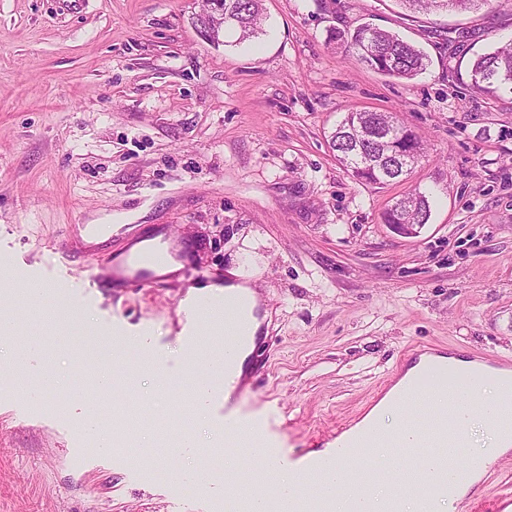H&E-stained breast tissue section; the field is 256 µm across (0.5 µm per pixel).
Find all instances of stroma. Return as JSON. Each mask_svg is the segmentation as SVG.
<instances>
[{
    "instance_id": "obj_1",
    "label": "stroma",
    "mask_w": 512,
    "mask_h": 512,
    "mask_svg": "<svg viewBox=\"0 0 512 512\" xmlns=\"http://www.w3.org/2000/svg\"><path fill=\"white\" fill-rule=\"evenodd\" d=\"M200 0H0V314L26 370L0 374V512H225L273 458L322 450L400 373L411 345L512 362V89L472 81L512 40V0L413 14L398 0H264V29L200 36ZM370 23L429 57L398 80L335 31ZM394 113L426 156L400 182L355 180L329 145L345 113ZM430 216L382 214L411 191ZM71 224L167 227L178 274L110 288L96 258L53 248ZM249 261L270 323L244 391L195 401L220 350L189 287ZM141 340L133 382L102 404L97 362L45 310ZM176 377L164 393L157 369ZM90 384L75 400L72 379ZM130 404L129 446L83 427ZM188 420L194 446L179 448ZM152 459L137 449L146 439ZM263 447H254L255 439ZM430 205L422 193H409L400 198L383 216V223L407 237L416 236L427 223Z\"/></svg>"
}]
</instances>
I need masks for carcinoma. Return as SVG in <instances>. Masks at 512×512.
<instances>
[{
  "label": "carcinoma",
  "mask_w": 512,
  "mask_h": 512,
  "mask_svg": "<svg viewBox=\"0 0 512 512\" xmlns=\"http://www.w3.org/2000/svg\"><path fill=\"white\" fill-rule=\"evenodd\" d=\"M220 8L214 14H197L194 25L201 36L213 44L222 42V30H234L238 40L246 41L261 29L263 0H218ZM415 12L468 10L486 0H399ZM224 21H219V14ZM346 43L357 60L386 75L412 80L426 70L427 54L398 34L370 23L352 33H333ZM474 86L492 92L502 85H512V43L477 57L472 66ZM338 160L360 181L373 184L405 177L424 156L420 136L395 116L382 112L355 111L344 115L331 136ZM409 151V163L395 170L390 161L401 151ZM430 205L421 193H409L400 198L383 216L385 224H425Z\"/></svg>",
  "instance_id": "obj_1"
}]
</instances>
